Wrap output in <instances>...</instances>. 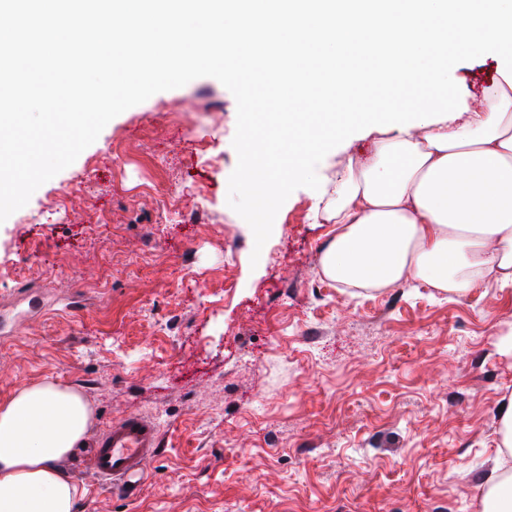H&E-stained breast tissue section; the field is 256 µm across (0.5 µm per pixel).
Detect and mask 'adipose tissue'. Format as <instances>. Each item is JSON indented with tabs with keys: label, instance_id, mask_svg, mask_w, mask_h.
<instances>
[{
	"label": "adipose tissue",
	"instance_id": "adipose-tissue-1",
	"mask_svg": "<svg viewBox=\"0 0 512 512\" xmlns=\"http://www.w3.org/2000/svg\"><path fill=\"white\" fill-rule=\"evenodd\" d=\"M15 18L0 30V101L64 110L77 129L105 120L112 95L193 67L218 63L259 79L288 112L243 141L244 170L265 172L240 185L255 203L273 205L286 183L312 175L327 138L349 134L351 104L375 102L378 144L348 156L316 212L335 227L323 274L346 288L413 279L451 295L490 275L512 282V60L478 108L449 64L476 46L512 51V0H118L116 12L92 19L40 0ZM24 33L34 54L17 50ZM130 34L150 56L129 54ZM63 46L94 60L109 97L78 95L52 67ZM92 418L77 391L53 382L0 402V512H77L86 491L61 463ZM498 440L503 461L486 480L482 512H512V400L499 410Z\"/></svg>",
	"mask_w": 512,
	"mask_h": 512
}]
</instances>
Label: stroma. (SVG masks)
<instances>
[{"instance_id":"stroma-1","label":"stroma","mask_w":512,"mask_h":512,"mask_svg":"<svg viewBox=\"0 0 512 512\" xmlns=\"http://www.w3.org/2000/svg\"><path fill=\"white\" fill-rule=\"evenodd\" d=\"M498 61L454 60L470 105ZM236 119L212 77L156 93L0 223V401L51 381L88 402L90 434L155 424L136 497L67 459L79 512H478L512 395V284L338 287L305 187L255 250L227 203Z\"/></svg>"}]
</instances>
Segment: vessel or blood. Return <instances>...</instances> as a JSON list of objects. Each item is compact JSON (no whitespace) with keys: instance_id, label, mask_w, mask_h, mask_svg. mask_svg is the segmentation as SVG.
Masks as SVG:
<instances>
[{"instance_id":"b4317fda","label":"vessel or blood","mask_w":512,"mask_h":512,"mask_svg":"<svg viewBox=\"0 0 512 512\" xmlns=\"http://www.w3.org/2000/svg\"><path fill=\"white\" fill-rule=\"evenodd\" d=\"M157 447L155 425L138 416H127L97 435L86 457V465L114 495H130L142 485L147 463Z\"/></svg>"}]
</instances>
